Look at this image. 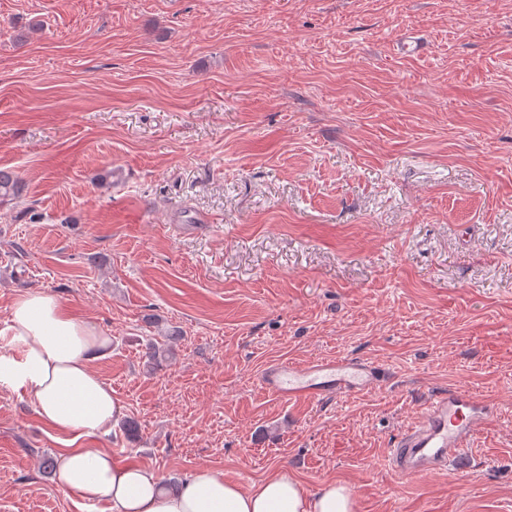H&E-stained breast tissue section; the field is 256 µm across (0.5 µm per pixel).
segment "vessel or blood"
I'll use <instances>...</instances> for the list:
<instances>
[{
	"label": "vessel or blood",
	"mask_w": 512,
	"mask_h": 512,
	"mask_svg": "<svg viewBox=\"0 0 512 512\" xmlns=\"http://www.w3.org/2000/svg\"><path fill=\"white\" fill-rule=\"evenodd\" d=\"M382 380V370L373 362L339 356L271 364L262 374L261 387L283 401H320L373 391ZM492 413L487 400L466 391L437 395L419 420L393 443L387 462L402 477L465 465L466 442Z\"/></svg>",
	"instance_id": "obj_1"
}]
</instances>
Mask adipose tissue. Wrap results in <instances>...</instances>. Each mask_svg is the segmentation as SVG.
I'll use <instances>...</instances> for the list:
<instances>
[{
    "mask_svg": "<svg viewBox=\"0 0 512 512\" xmlns=\"http://www.w3.org/2000/svg\"><path fill=\"white\" fill-rule=\"evenodd\" d=\"M0 334L10 339L9 346L0 345V386L27 393L56 434L111 431L121 408L90 366L108 337L45 292L18 293ZM56 479L66 495L108 500L110 512H355L346 486L327 482L310 491L281 470L245 490L223 472L200 468L172 492L155 470L116 461L104 448L64 449Z\"/></svg>",
    "mask_w": 512,
    "mask_h": 512,
    "instance_id": "adipose-tissue-1",
    "label": "adipose tissue"
}]
</instances>
